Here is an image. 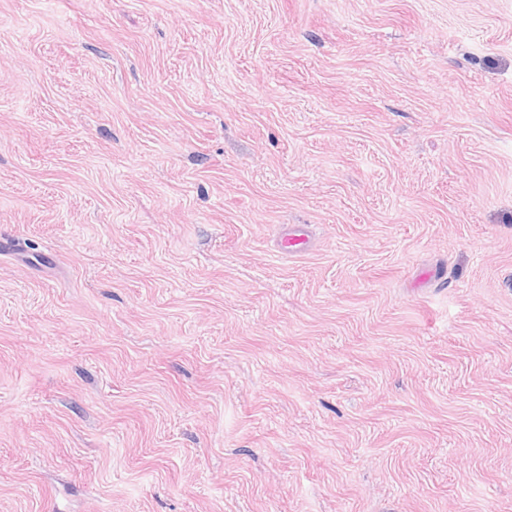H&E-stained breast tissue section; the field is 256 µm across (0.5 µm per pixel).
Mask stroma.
<instances>
[{
    "label": "stroma",
    "mask_w": 512,
    "mask_h": 512,
    "mask_svg": "<svg viewBox=\"0 0 512 512\" xmlns=\"http://www.w3.org/2000/svg\"><path fill=\"white\" fill-rule=\"evenodd\" d=\"M0 512H512V0H0Z\"/></svg>",
    "instance_id": "35a3bbf8"
}]
</instances>
